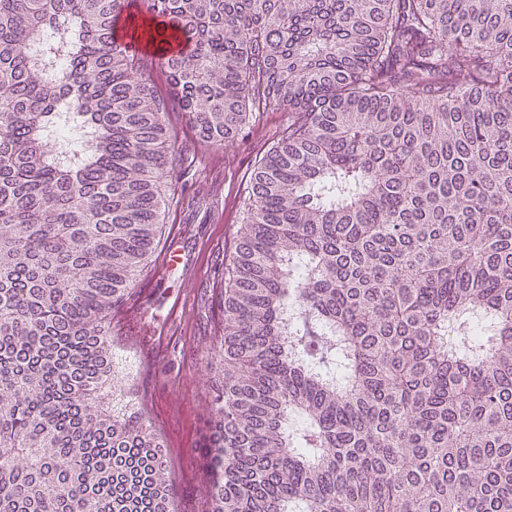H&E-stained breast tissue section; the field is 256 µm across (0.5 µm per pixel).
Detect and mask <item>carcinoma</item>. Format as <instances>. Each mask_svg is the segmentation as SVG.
Masks as SVG:
<instances>
[{"label": "carcinoma", "mask_w": 512, "mask_h": 512, "mask_svg": "<svg viewBox=\"0 0 512 512\" xmlns=\"http://www.w3.org/2000/svg\"><path fill=\"white\" fill-rule=\"evenodd\" d=\"M133 9L206 139L288 114L224 284L214 512H512V0H0V512H175L99 401L166 208Z\"/></svg>", "instance_id": "carcinoma-1"}]
</instances>
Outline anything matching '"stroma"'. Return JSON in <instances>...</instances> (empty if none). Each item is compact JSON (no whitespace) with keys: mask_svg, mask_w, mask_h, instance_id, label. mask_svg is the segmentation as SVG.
<instances>
[{"mask_svg":"<svg viewBox=\"0 0 512 512\" xmlns=\"http://www.w3.org/2000/svg\"><path fill=\"white\" fill-rule=\"evenodd\" d=\"M143 66L169 99L172 157L162 176L168 205L158 247L112 321V385L103 404H131L148 416L165 445L176 512H212L207 449L218 373L208 354L222 334L224 279L247 217L251 174L276 146L287 115L260 105L238 136L214 145L171 97L153 52H145ZM171 245L182 262L167 269Z\"/></svg>","mask_w":512,"mask_h":512,"instance_id":"35a3bbf8","label":"stroma"}]
</instances>
